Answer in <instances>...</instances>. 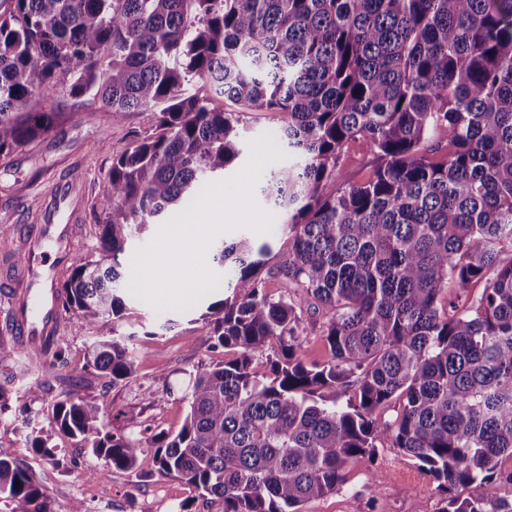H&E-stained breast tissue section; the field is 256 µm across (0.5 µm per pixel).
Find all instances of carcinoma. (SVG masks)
Here are the masks:
<instances>
[{
	"instance_id": "carcinoma-1",
	"label": "carcinoma",
	"mask_w": 512,
	"mask_h": 512,
	"mask_svg": "<svg viewBox=\"0 0 512 512\" xmlns=\"http://www.w3.org/2000/svg\"><path fill=\"white\" fill-rule=\"evenodd\" d=\"M0 6V155L50 134L60 85L116 121L158 119L154 136L112 157L97 258L73 265L61 287L74 333L106 328L87 367L113 384L132 377L117 324L132 241L240 154L242 113L194 91L200 81L263 113L288 151L262 185L286 217L275 274L326 316L330 357L308 365L301 311L265 290L270 245L217 242L205 264L228 273L232 294L201 317L212 347L234 355L190 378L180 431L114 433L103 406L72 392L53 411L60 433L109 469L134 471L149 450L158 474L222 512H300L384 443L439 483L440 512H512V494H501L512 485V0ZM356 137L371 142L374 176L340 183L341 149ZM66 346L61 336L49 353L18 352L62 363ZM393 403V421L378 422ZM0 501L53 512L27 467L2 456Z\"/></svg>"
}]
</instances>
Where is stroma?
Instances as JSON below:
<instances>
[{
	"label": "stroma",
	"mask_w": 512,
	"mask_h": 512,
	"mask_svg": "<svg viewBox=\"0 0 512 512\" xmlns=\"http://www.w3.org/2000/svg\"><path fill=\"white\" fill-rule=\"evenodd\" d=\"M64 118L48 136L0 156V240L15 237V227L40 209L44 192L57 179L82 176L88 196L80 222L77 259L95 257L99 247L97 206L106 185L113 155L132 142L152 136L157 121L148 112H131L114 120L100 104H75L66 89L54 98ZM377 166L367 139L347 142L336 178L362 183ZM214 298L205 293L200 303L182 310H155L132 294H125L127 310L119 323L121 333L132 335L135 373L112 385L86 366V349L100 332L93 326L69 337L64 364L34 365L19 356L8 333L0 328V383L9 397L8 411L0 413V454L25 464L46 490L54 512H70L83 501L88 512H221L178 478L156 473L151 454H144L137 472L107 469L87 449L60 433L53 420L55 404L70 392L103 404L112 414V430L127 431L125 415H135L138 432L176 434L182 427L187 403L183 398L190 376L224 359L223 350L210 347V326L200 315ZM307 329L299 355L309 365L327 360L321 336L324 320L310 298L296 296ZM40 384L36 398L28 389ZM49 438L52 455L34 451L31 435ZM442 494L418 462L399 449L379 447L372 460H362L346 470L335 492L308 501L303 512H438Z\"/></svg>",
	"instance_id": "35a3bbf8"
}]
</instances>
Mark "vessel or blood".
Returning a JSON list of instances; mask_svg holds the SVG:
<instances>
[{"label": "vessel or blood", "mask_w": 512, "mask_h": 512, "mask_svg": "<svg viewBox=\"0 0 512 512\" xmlns=\"http://www.w3.org/2000/svg\"><path fill=\"white\" fill-rule=\"evenodd\" d=\"M86 195L80 178L55 182L46 191L36 223L17 227L20 258L6 274L16 342L41 348L61 334L59 275L76 251Z\"/></svg>", "instance_id": "b4317fda"}]
</instances>
